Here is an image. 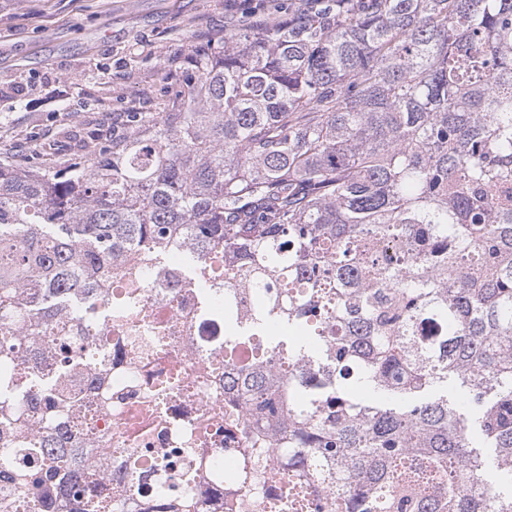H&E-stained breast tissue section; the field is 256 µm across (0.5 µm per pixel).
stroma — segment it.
<instances>
[{
    "mask_svg": "<svg viewBox=\"0 0 512 512\" xmlns=\"http://www.w3.org/2000/svg\"><path fill=\"white\" fill-rule=\"evenodd\" d=\"M303 0H0V157L62 168L170 111L193 50Z\"/></svg>",
    "mask_w": 512,
    "mask_h": 512,
    "instance_id": "stroma-1",
    "label": "stroma"
}]
</instances>
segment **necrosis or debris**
<instances>
[{
  "instance_id": "necrosis-or-debris-1",
  "label": "necrosis or debris",
  "mask_w": 512,
  "mask_h": 512,
  "mask_svg": "<svg viewBox=\"0 0 512 512\" xmlns=\"http://www.w3.org/2000/svg\"><path fill=\"white\" fill-rule=\"evenodd\" d=\"M144 294L146 305L165 325L163 346L152 351L144 368L130 364L128 347L115 346L111 384L80 380L75 410L66 423L71 443L112 450V468L119 473L128 466L124 449L139 445L137 430L144 423L141 411L148 387L173 376L175 371L190 375L199 368L196 343L187 332L198 320L192 297L173 281L160 288L145 289ZM223 382V377L215 376L209 386L172 398L168 404L170 413L185 421L222 414L223 403L212 397L210 389Z\"/></svg>"
}]
</instances>
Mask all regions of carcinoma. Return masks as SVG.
I'll return each instance as SVG.
<instances>
[{
    "instance_id": "obj_1",
    "label": "carcinoma",
    "mask_w": 512,
    "mask_h": 512,
    "mask_svg": "<svg viewBox=\"0 0 512 512\" xmlns=\"http://www.w3.org/2000/svg\"><path fill=\"white\" fill-rule=\"evenodd\" d=\"M167 276L224 326L198 378L224 369L248 423L227 475L220 421L168 416L177 379L152 390L185 438L130 449L127 482L162 472L147 512H200L209 482L237 488L221 512L244 489L285 512H512V0H318L195 50L177 111L92 160H0V496L85 512L94 470L138 512L60 430L73 379L112 364L86 336L142 323L133 363L160 345L144 290ZM49 327L55 367H24Z\"/></svg>"
}]
</instances>
